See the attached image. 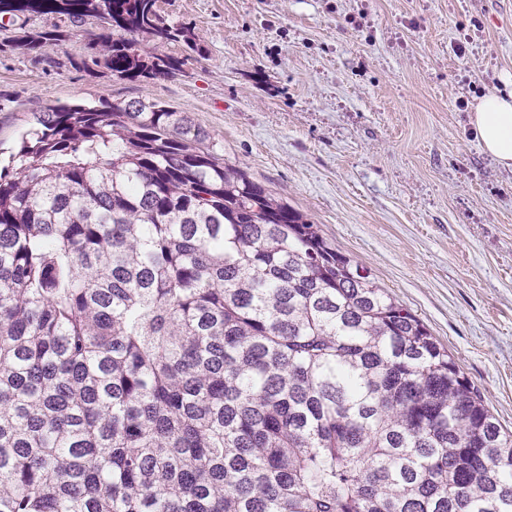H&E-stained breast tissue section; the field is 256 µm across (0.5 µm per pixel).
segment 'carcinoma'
<instances>
[{
  "instance_id": "1",
  "label": "carcinoma",
  "mask_w": 512,
  "mask_h": 512,
  "mask_svg": "<svg viewBox=\"0 0 512 512\" xmlns=\"http://www.w3.org/2000/svg\"><path fill=\"white\" fill-rule=\"evenodd\" d=\"M34 14L122 78L199 50L157 0H0ZM0 512H512V432L184 113L48 104L0 167Z\"/></svg>"
}]
</instances>
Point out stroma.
<instances>
[{
	"instance_id": "stroma-1",
	"label": "stroma",
	"mask_w": 512,
	"mask_h": 512,
	"mask_svg": "<svg viewBox=\"0 0 512 512\" xmlns=\"http://www.w3.org/2000/svg\"><path fill=\"white\" fill-rule=\"evenodd\" d=\"M197 35L180 72L129 80L85 32L55 66L0 28V148L54 103L155 100L320 225L448 347L512 430V171L471 112L512 91V0H158Z\"/></svg>"
}]
</instances>
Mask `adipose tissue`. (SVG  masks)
Returning a JSON list of instances; mask_svg holds the SVG:
<instances>
[{"label":"adipose tissue","instance_id":"obj_1","mask_svg":"<svg viewBox=\"0 0 512 512\" xmlns=\"http://www.w3.org/2000/svg\"><path fill=\"white\" fill-rule=\"evenodd\" d=\"M471 125L479 144L503 168L512 169V93H490L478 101Z\"/></svg>","mask_w":512,"mask_h":512}]
</instances>
